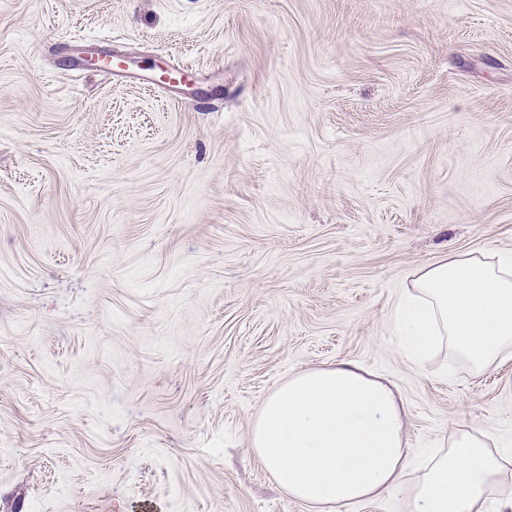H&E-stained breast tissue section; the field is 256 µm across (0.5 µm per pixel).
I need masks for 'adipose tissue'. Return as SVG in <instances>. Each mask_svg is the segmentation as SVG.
Returning a JSON list of instances; mask_svg holds the SVG:
<instances>
[{"instance_id":"adipose-tissue-1","label":"adipose tissue","mask_w":512,"mask_h":512,"mask_svg":"<svg viewBox=\"0 0 512 512\" xmlns=\"http://www.w3.org/2000/svg\"><path fill=\"white\" fill-rule=\"evenodd\" d=\"M417 358L447 343L479 374L512 354V254H461L420 268L398 306ZM401 395L342 362L289 377L260 403L249 447L277 486L312 512L394 493L410 465ZM512 463L489 437L459 435L421 474L411 512H473Z\"/></svg>"}]
</instances>
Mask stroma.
I'll list each match as a JSON object with an SVG mask.
<instances>
[{"label":"stroma","instance_id":"stroma-1","mask_svg":"<svg viewBox=\"0 0 512 512\" xmlns=\"http://www.w3.org/2000/svg\"><path fill=\"white\" fill-rule=\"evenodd\" d=\"M479 251L512 253V0H0V512H311L250 424L342 361L399 389L413 472L512 455V356L419 362L397 319Z\"/></svg>","mask_w":512,"mask_h":512}]
</instances>
